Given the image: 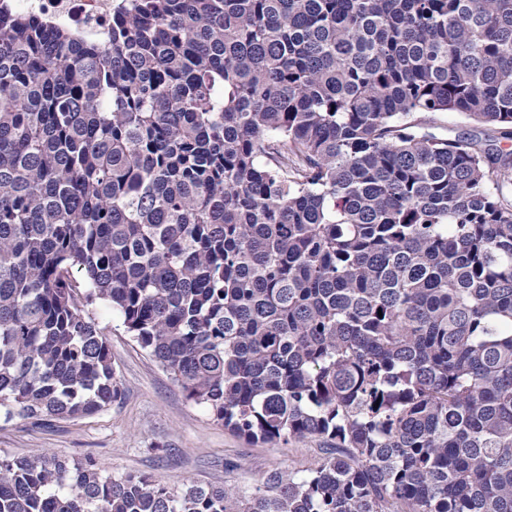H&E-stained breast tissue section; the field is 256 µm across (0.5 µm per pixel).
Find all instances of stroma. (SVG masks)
Returning a JSON list of instances; mask_svg holds the SVG:
<instances>
[{"mask_svg":"<svg viewBox=\"0 0 512 512\" xmlns=\"http://www.w3.org/2000/svg\"><path fill=\"white\" fill-rule=\"evenodd\" d=\"M88 311L106 334L122 383L121 401L77 420L51 419L40 425L1 420L0 457L46 455L71 463L89 458L105 476L144 473L169 485L231 483L243 489L255 487L268 471L298 473L314 463L318 441L267 445L224 428L187 398L107 303L95 302Z\"/></svg>","mask_w":512,"mask_h":512,"instance_id":"stroma-1","label":"stroma"}]
</instances>
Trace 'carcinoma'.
<instances>
[{
    "mask_svg": "<svg viewBox=\"0 0 512 512\" xmlns=\"http://www.w3.org/2000/svg\"><path fill=\"white\" fill-rule=\"evenodd\" d=\"M445 112L512 139V0L0 8V418L121 400L102 300L224 427L323 443L249 491L0 458V512H512V152ZM3 6L36 13L52 27L63 28L90 40L104 39L112 20L114 0H4Z\"/></svg>",
    "mask_w": 512,
    "mask_h": 512,
    "instance_id": "1",
    "label": "carcinoma"
}]
</instances>
